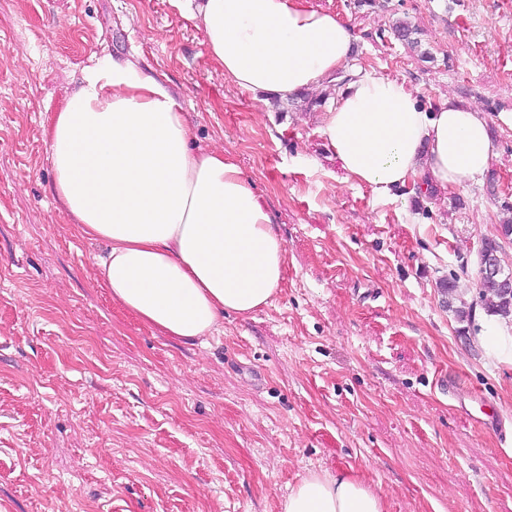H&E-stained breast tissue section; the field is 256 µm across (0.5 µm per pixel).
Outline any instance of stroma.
Masks as SVG:
<instances>
[{
    "label": "stroma",
    "mask_w": 512,
    "mask_h": 512,
    "mask_svg": "<svg viewBox=\"0 0 512 512\" xmlns=\"http://www.w3.org/2000/svg\"><path fill=\"white\" fill-rule=\"evenodd\" d=\"M353 33L335 83L236 88L186 0H0V500L13 512H281L300 476L351 470L388 512H512V364L460 333L478 251L512 221V0H309ZM407 23L408 38L394 27ZM179 96L201 150L253 181L280 285L213 335H164L97 277L103 243L54 195L48 130L100 62ZM404 80L490 117L479 182L385 199L320 132L346 76ZM495 414L501 427L480 423ZM440 287L445 297L443 303L446 304V307H448V311L452 313L454 320L460 325L466 324L465 326L459 328V332L465 333L467 328L469 330L472 322L474 321V304H467L466 302L457 298L458 293L454 282L444 281Z\"/></svg>",
    "instance_id": "1"
}]
</instances>
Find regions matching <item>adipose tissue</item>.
Listing matches in <instances>:
<instances>
[{"mask_svg":"<svg viewBox=\"0 0 512 512\" xmlns=\"http://www.w3.org/2000/svg\"><path fill=\"white\" fill-rule=\"evenodd\" d=\"M225 81L292 99L348 63L352 33L306 0H197L189 13ZM321 134L348 179L384 198L410 180L447 189L478 181L496 146L485 112L448 99L418 105L403 81L354 77L324 113ZM54 193L80 231L105 241L98 277L113 299L185 341L225 313L267 305L285 248L232 155L200 150L171 90L136 64H100L48 134ZM282 512H387L353 472H309Z\"/></svg>","mask_w":512,"mask_h":512,"instance_id":"obj_1","label":"adipose tissue"}]
</instances>
